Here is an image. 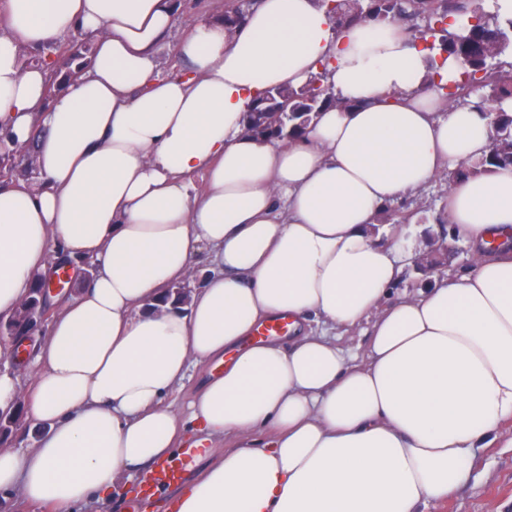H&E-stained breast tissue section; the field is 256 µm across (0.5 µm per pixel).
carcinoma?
Wrapping results in <instances>:
<instances>
[{"instance_id":"obj_1","label":"carcinoma","mask_w":512,"mask_h":512,"mask_svg":"<svg viewBox=\"0 0 512 512\" xmlns=\"http://www.w3.org/2000/svg\"><path fill=\"white\" fill-rule=\"evenodd\" d=\"M253 4L254 0H232L227 12L235 13L236 19L225 22L224 28L231 31L241 24ZM328 13L339 27L366 19L406 22L425 49L459 65V78L451 81L457 90L465 91L476 83L493 101L512 97V68L502 60L512 53V18L501 20L498 11H484L478 0H336ZM459 16L464 18L463 24L456 31H448V18ZM326 82L328 74L322 70L302 86L284 90L293 101V112L263 116L255 122L257 136L269 141L301 137L314 113L337 105L318 93V84ZM489 167H512V114L502 110L492 121L488 155L479 162L461 165L456 174H475Z\"/></svg>"}]
</instances>
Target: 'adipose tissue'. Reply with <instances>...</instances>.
I'll use <instances>...</instances> for the list:
<instances>
[{
  "label": "adipose tissue",
  "mask_w": 512,
  "mask_h": 512,
  "mask_svg": "<svg viewBox=\"0 0 512 512\" xmlns=\"http://www.w3.org/2000/svg\"><path fill=\"white\" fill-rule=\"evenodd\" d=\"M182 0H6L0 146L39 134L37 182H0V315L49 275L48 252L88 260L57 300L20 389L48 424L38 447L0 449V491L75 512L131 471L174 456L223 458L171 512H426L469 478L478 449L512 448V168L456 177L486 156L492 105L452 106V61L431 64L398 21L335 27L320 0H256L226 33L194 18L161 74L158 47ZM89 35L93 60L55 96L22 50ZM328 62L344 108L272 143L243 115L265 91ZM204 174L202 193L191 178ZM448 179L451 234L469 273L395 303L401 265L374 234L386 205ZM207 253L188 312L160 305ZM288 339L247 345L278 315ZM325 330L303 329L308 315ZM370 322L365 355L330 336ZM221 361L188 416L164 402L191 365Z\"/></svg>",
  "instance_id": "1"
}]
</instances>
